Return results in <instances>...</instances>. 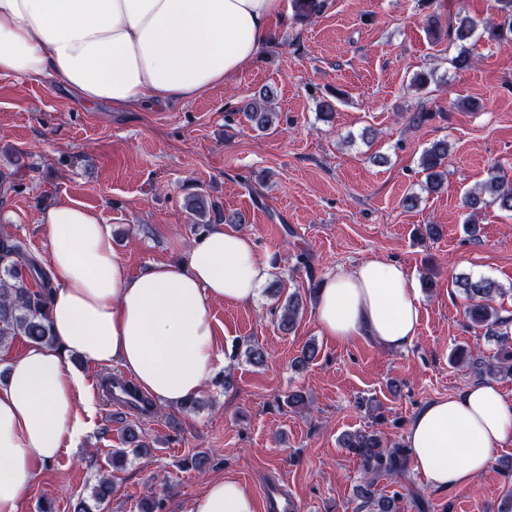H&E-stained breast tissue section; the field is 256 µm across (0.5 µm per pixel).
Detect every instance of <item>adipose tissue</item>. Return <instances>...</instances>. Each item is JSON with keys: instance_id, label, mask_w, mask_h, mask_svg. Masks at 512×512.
Returning a JSON list of instances; mask_svg holds the SVG:
<instances>
[{"instance_id": "1", "label": "adipose tissue", "mask_w": 512, "mask_h": 512, "mask_svg": "<svg viewBox=\"0 0 512 512\" xmlns=\"http://www.w3.org/2000/svg\"><path fill=\"white\" fill-rule=\"evenodd\" d=\"M282 0H0V74L50 78L87 105H174L224 84L270 38ZM55 291L52 344H32L0 382V512H18L41 468L72 447L91 403L74 355L120 363L157 402L200 393L223 357L211 306L253 303L270 268L246 233L214 224L186 259L130 274L109 225L69 201L44 209ZM322 335L371 337L390 351L419 333V296L405 268L368 260L322 280ZM512 445V401L498 386H468L426 403L405 434L408 464L438 490L469 486ZM191 512H258L236 479L208 482Z\"/></svg>"}]
</instances>
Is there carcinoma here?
I'll return each mask as SVG.
<instances>
[{"mask_svg":"<svg viewBox=\"0 0 512 512\" xmlns=\"http://www.w3.org/2000/svg\"><path fill=\"white\" fill-rule=\"evenodd\" d=\"M499 2L502 20L487 22L482 26L468 16L454 19L436 10L424 16V27L434 40H445L457 47L458 52L453 59L456 69L470 67V41L483 37L489 41H512V0ZM291 5L294 18L307 21L325 11L327 0H291ZM270 104L271 92L266 90L259 97L243 102L237 110L254 126L266 130L278 118ZM419 165L426 174L424 190L429 193L441 190L448 175V142L437 140L425 148L420 155ZM462 204L469 210L466 232L476 239L481 231L477 214L485 207L495 205L502 211L512 212V178L498 168L489 170L485 181L465 194ZM185 209L193 224L203 229L216 222L246 224L245 215L234 213L226 216L201 193L188 195ZM455 286L467 300L465 316L468 321L485 330L487 335L496 337L500 348L491 360L475 357L457 348L452 353V360L470 367L480 378L487 375L512 376V333L507 329L512 320L500 316L495 306L496 298L503 295L504 289L489 278H474L467 274L459 276ZM53 290L50 273L27 243L7 229L0 228V344L17 335L26 337L32 343L51 344L55 341L48 320ZM303 307L304 302L299 294L292 293L286 297L279 323L282 331L289 332L294 328ZM101 390L110 402L114 401L115 392L122 391L130 398L129 404L139 417L151 418L157 413L154 397L130 380L107 375L101 380ZM125 443L127 447L112 451L114 468L131 453L140 457L149 455L147 447L140 442L139 435L132 427L126 430ZM341 447L360 459L365 474L361 493L369 512H396L397 497H378L373 486L379 477H400L404 474L408 449L397 444L390 445L377 433L366 430L345 434Z\"/></svg>","mask_w":512,"mask_h":512,"instance_id":"1","label":"carcinoma"}]
</instances>
